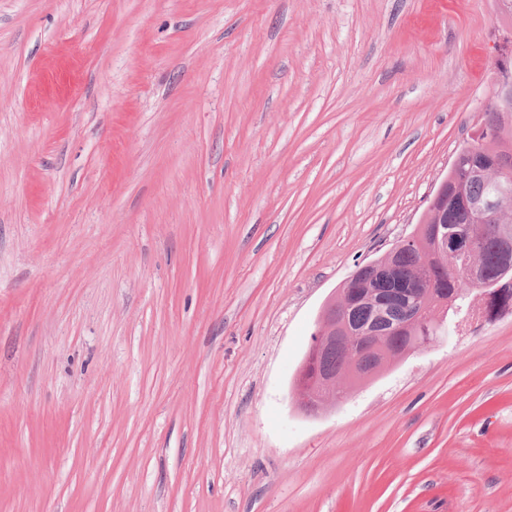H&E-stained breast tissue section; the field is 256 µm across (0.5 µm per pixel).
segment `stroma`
<instances>
[{"mask_svg": "<svg viewBox=\"0 0 512 512\" xmlns=\"http://www.w3.org/2000/svg\"><path fill=\"white\" fill-rule=\"evenodd\" d=\"M495 0H0V512H512V312L316 414L324 303L488 102ZM337 390L336 377L333 374L318 372L317 375L309 381L306 387L297 388V402L301 409H305L307 407H316L317 399L321 402L326 398L341 401L344 392L337 393ZM318 409L319 408H317V411Z\"/></svg>", "mask_w": 512, "mask_h": 512, "instance_id": "obj_1", "label": "stroma"}]
</instances>
